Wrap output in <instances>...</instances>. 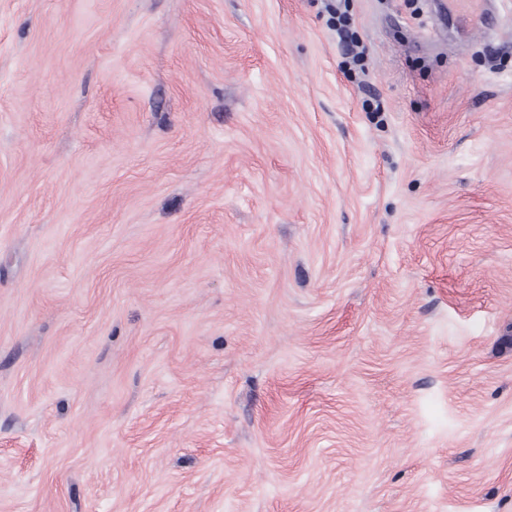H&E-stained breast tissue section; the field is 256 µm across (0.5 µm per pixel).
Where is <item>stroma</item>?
<instances>
[{
  "label": "stroma",
  "instance_id": "stroma-1",
  "mask_svg": "<svg viewBox=\"0 0 512 512\" xmlns=\"http://www.w3.org/2000/svg\"><path fill=\"white\" fill-rule=\"evenodd\" d=\"M0 0V512H512V0Z\"/></svg>",
  "mask_w": 512,
  "mask_h": 512
}]
</instances>
